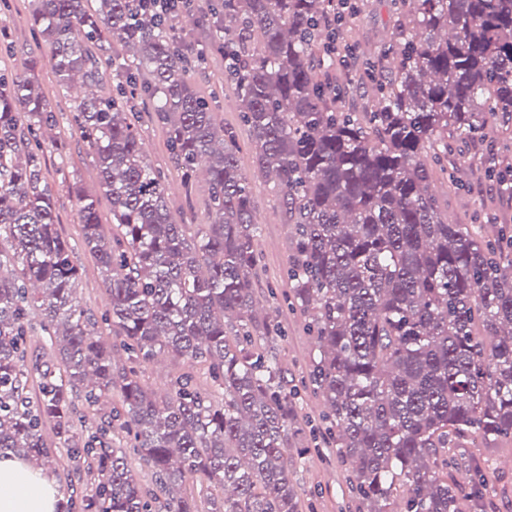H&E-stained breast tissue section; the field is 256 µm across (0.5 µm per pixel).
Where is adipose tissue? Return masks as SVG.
Masks as SVG:
<instances>
[{"mask_svg":"<svg viewBox=\"0 0 512 512\" xmlns=\"http://www.w3.org/2000/svg\"><path fill=\"white\" fill-rule=\"evenodd\" d=\"M59 499L49 475L11 455L0 456V512H56Z\"/></svg>","mask_w":512,"mask_h":512,"instance_id":"1","label":"adipose tissue"}]
</instances>
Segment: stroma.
I'll return each mask as SVG.
<instances>
[{"instance_id":"stroma-1","label":"stroma","mask_w":512,"mask_h":512,"mask_svg":"<svg viewBox=\"0 0 512 512\" xmlns=\"http://www.w3.org/2000/svg\"><path fill=\"white\" fill-rule=\"evenodd\" d=\"M359 13L348 20V39L368 54H375L399 24L400 14L394 0H360ZM34 0H6L0 15L7 30L0 38V71L30 72L51 104L56 123L47 139L46 176L58 188L56 213L58 229L74 251V261L82 269L76 296L81 306L102 314L108 303L107 284L94 258L81 241L77 192H98L99 186L91 156L73 118V96L62 91L53 73L50 50L34 33L30 16ZM199 94L212 103L218 123L235 131L242 170L253 177L255 218L260 227L257 241L259 276L255 297L266 309L265 315L278 321L283 337L276 348L277 359L286 372L290 386L297 391V434L292 448L296 456L293 477L305 490L303 512H354L349 495L348 473L337 461L327 459L323 450L322 430L326 408L306 382L316 349L309 336L305 317L288 305V256L291 227L286 220L281 199L271 182L256 176L248 135L239 118L240 103L224 77V61L209 57L204 72L193 75ZM147 161L163 176L168 205L174 217L185 224L207 220L208 180L203 176L186 179L173 162L165 129L149 114H142L137 124ZM66 154V167H58V154ZM444 214L453 222L486 234L492 218L500 216L499 190L495 183H468L461 189L445 187L437 191ZM192 372L199 387L207 388L211 379L205 367L189 364L165 355L139 369L142 385L156 397H164L171 380L183 372ZM45 439L51 449L44 471L59 487L62 500L82 502L90 495L94 476L86 462L71 459L53 433ZM489 489L482 512H512V444H500L483 464Z\"/></svg>"}]
</instances>
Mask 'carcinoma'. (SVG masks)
I'll list each match as a JSON object with an SVG mask.
<instances>
[{
    "instance_id": "carcinoma-1",
    "label": "carcinoma",
    "mask_w": 512,
    "mask_h": 512,
    "mask_svg": "<svg viewBox=\"0 0 512 512\" xmlns=\"http://www.w3.org/2000/svg\"><path fill=\"white\" fill-rule=\"evenodd\" d=\"M136 0H37L31 27L50 48L59 86L81 75L112 91L82 98L74 117L112 202V236L98 199L77 203L85 249L108 283L104 320L130 366L112 367L98 321L75 297L80 268L56 228L55 185L42 129L54 115L24 73H0V454L48 462L43 424L95 465L82 512H300L293 480L294 392L271 348L273 320L254 315L259 226L234 133L192 85L204 67L177 17L135 19ZM401 19L375 60L351 74L357 46L336 54L335 0H211L257 170L273 181L293 230L288 300L316 339L309 382L327 408L324 431L352 472L357 512H463L486 495L479 465L464 480L448 453L478 438L512 441V252L503 230L473 235L439 210L433 184L460 186L453 143L493 147L512 131V0H395ZM371 95L361 112L345 110ZM164 125L190 179L206 164L208 221L171 214L129 102ZM473 175L504 193L512 166ZM38 313L56 362L26 364ZM169 354L204 365L222 398L184 373L158 399L136 367ZM41 383L27 390L30 370ZM116 393L123 411L83 437L73 396ZM151 471L132 473L113 428Z\"/></svg>"
}]
</instances>
